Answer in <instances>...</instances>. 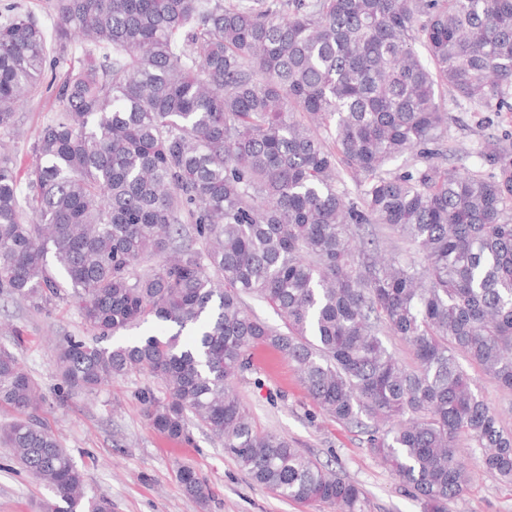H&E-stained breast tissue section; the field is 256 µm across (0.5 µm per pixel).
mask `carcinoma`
<instances>
[{"mask_svg": "<svg viewBox=\"0 0 512 512\" xmlns=\"http://www.w3.org/2000/svg\"><path fill=\"white\" fill-rule=\"evenodd\" d=\"M48 40L20 6L0 22V129L61 62L59 109L20 183L0 152V297L66 299L95 339L53 361L68 391L94 394L148 371L142 410L162 436L194 418L251 480L298 504L365 512L361 489L254 430L234 382L264 344L300 372L314 404L366 434L421 502L447 512L480 450L512 484V431L475 394L461 360L512 391V138L491 167L440 165L448 114L435 87L512 112V0H46ZM422 44L430 64L416 50ZM412 156L422 165L386 168ZM363 176L353 197L341 172ZM376 224L406 247L378 252ZM155 267L140 273L146 260ZM283 321L278 330L246 304ZM154 319L174 329L102 342ZM195 336L181 343L184 331ZM389 333L409 350L399 359ZM39 385L0 348V442L53 497L41 512H112L35 416ZM184 492L210 489L189 464Z\"/></svg>", "mask_w": 512, "mask_h": 512, "instance_id": "cac0c4a2", "label": "carcinoma"}]
</instances>
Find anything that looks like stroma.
Segmentation results:
<instances>
[{
	"label": "stroma",
	"instance_id": "1",
	"mask_svg": "<svg viewBox=\"0 0 512 512\" xmlns=\"http://www.w3.org/2000/svg\"><path fill=\"white\" fill-rule=\"evenodd\" d=\"M437 101L448 114L447 146L454 152L447 166L477 170L483 142L512 133V112H477L466 101L439 88ZM57 108L55 94L40 89L18 109L14 129L0 134L20 168L32 162V146L41 126ZM92 339L78 310L66 301L37 309L17 299L0 300V346L17 355L38 382L45 400L44 424L59 436L73 461L84 470L87 491L112 499V512H336L334 506H304L272 494L251 480L224 453L220 440L204 427L191 426V442H176L157 433L144 416L141 394L160 391V381L145 372L116 378L92 396L60 399L61 379L51 348L61 339ZM252 367L236 391L258 432L286 436L294 446L328 465L362 489L367 512H422L419 501L371 452L359 429L320 410L310 399L294 365L266 345L251 349ZM474 392L501 415L512 431V394L475 366L469 367ZM476 472L472 485L449 501L448 512H512V487L480 470V451H463ZM192 465L207 481L206 504L188 497L176 478L179 464ZM49 492L0 445V512H39Z\"/></svg>",
	"mask_w": 512,
	"mask_h": 512
}]
</instances>
